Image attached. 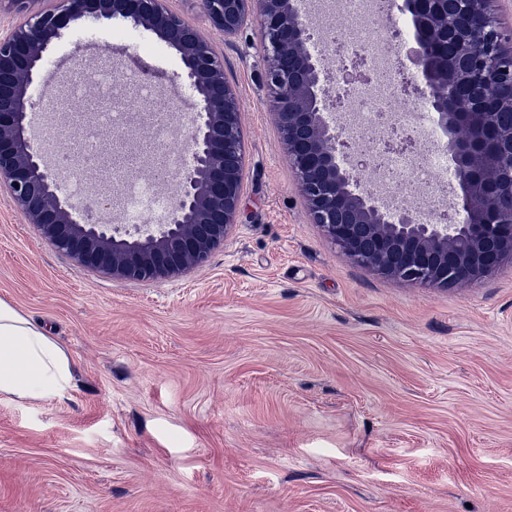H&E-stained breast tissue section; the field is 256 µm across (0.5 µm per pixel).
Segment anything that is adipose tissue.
I'll list each match as a JSON object with an SVG mask.
<instances>
[{"instance_id":"1","label":"adipose tissue","mask_w":512,"mask_h":512,"mask_svg":"<svg viewBox=\"0 0 512 512\" xmlns=\"http://www.w3.org/2000/svg\"><path fill=\"white\" fill-rule=\"evenodd\" d=\"M71 384V362L63 348L0 299V395L51 400Z\"/></svg>"}]
</instances>
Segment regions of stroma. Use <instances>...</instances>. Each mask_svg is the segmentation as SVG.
I'll use <instances>...</instances> for the list:
<instances>
[{"mask_svg":"<svg viewBox=\"0 0 512 512\" xmlns=\"http://www.w3.org/2000/svg\"><path fill=\"white\" fill-rule=\"evenodd\" d=\"M166 5L238 93V222L204 265L118 284L0 192V299L73 370L62 397L0 395V512H512V261L447 288L352 263L299 194L256 24ZM49 59L139 71L159 112L199 100L179 53L123 19L71 22Z\"/></svg>","mask_w":512,"mask_h":512,"instance_id":"obj_1","label":"stroma"}]
</instances>
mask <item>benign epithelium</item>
<instances>
[{"mask_svg":"<svg viewBox=\"0 0 512 512\" xmlns=\"http://www.w3.org/2000/svg\"><path fill=\"white\" fill-rule=\"evenodd\" d=\"M22 14L0 36V189L43 240L77 264L114 282L180 277L224 245L242 194L243 133L236 89L202 31L168 10L164 0H10ZM204 17L227 35L258 23L265 62L262 81L278 133L313 223L354 264L382 277L446 288L477 281L512 258V48L490 0H403L414 28L416 61L429 89L436 124L450 135L448 151L461 184L451 224L393 212L368 188L362 169L346 166L339 128L323 117L319 98L325 54L313 55L312 29L295 0H197ZM121 17L178 51L200 104L185 134L179 190L165 224H100L84 200L58 188L79 174L99 208L96 173L67 156L51 159L29 134L40 103L30 88L65 87L44 71L50 46L78 19ZM454 44L448 55V44Z\"/></svg>","mask_w":512,"mask_h":512,"instance_id":"obj_1","label":"benign epithelium"}]
</instances>
